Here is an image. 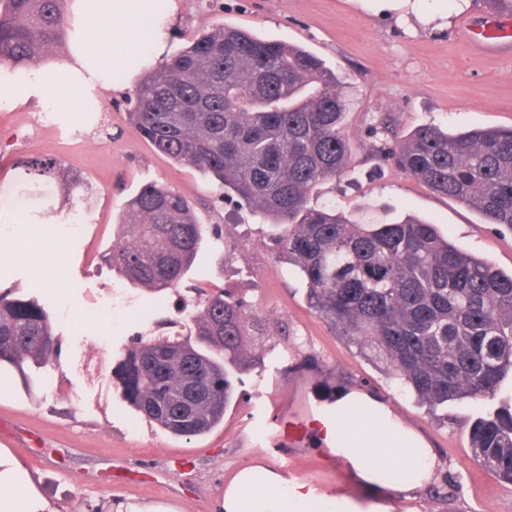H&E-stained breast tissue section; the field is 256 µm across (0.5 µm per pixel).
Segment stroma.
Segmentation results:
<instances>
[{"label": "stroma", "instance_id": "35a3bbf8", "mask_svg": "<svg viewBox=\"0 0 512 512\" xmlns=\"http://www.w3.org/2000/svg\"><path fill=\"white\" fill-rule=\"evenodd\" d=\"M496 17L484 0H395L385 10L377 0H181L167 50L228 26L310 51L341 81L352 142L347 174L318 185L311 204L360 224L418 215L510 273L511 230L434 193L382 152L394 133L424 124L451 133L512 127V57L474 53L462 26ZM101 98L98 122L73 121L64 138L32 123L44 109L39 99L0 103V242L17 238L14 215L33 232L49 216L58 224L86 218L42 266L0 262V294L38 300L55 343L29 378L0 370V422L16 433L0 437V448L25 465L58 512H111L113 501L128 499L217 512L225 482L257 459L317 492L362 497L356 479L323 458L309 428L345 385L386 400L438 454L434 482L410 498L393 493L391 512H512V485L477 463L460 424L478 404L431 411L391 382L382 363L310 306L296 268L271 251L277 227L234 199L217 200L195 170L157 153L128 124L127 94ZM37 157L56 159L55 173L34 171ZM148 182L180 193L206 229L222 230L221 242H207L188 276L163 291L131 284L109 260L128 232L121 214ZM221 291L243 297L264 324V335L245 344L257 362L220 425L200 437L171 435L124 402L115 369L137 340L189 336L205 298Z\"/></svg>", "mask_w": 512, "mask_h": 512}]
</instances>
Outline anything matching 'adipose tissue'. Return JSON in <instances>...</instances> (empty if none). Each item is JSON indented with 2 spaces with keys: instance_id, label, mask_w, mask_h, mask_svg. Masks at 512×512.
I'll list each match as a JSON object with an SVG mask.
<instances>
[{
  "instance_id": "obj_1",
  "label": "adipose tissue",
  "mask_w": 512,
  "mask_h": 512,
  "mask_svg": "<svg viewBox=\"0 0 512 512\" xmlns=\"http://www.w3.org/2000/svg\"><path fill=\"white\" fill-rule=\"evenodd\" d=\"M179 14V0H72L70 57L53 72L36 73L25 85L26 94L63 112L69 95L85 87L125 91L143 67L164 59L166 32ZM311 428L316 446L359 478L365 497L319 494L256 461L225 484L220 512H390L374 494L384 469L403 471L396 490L406 494L435 476L437 455L421 434L394 415L384 399L360 388L337 389ZM0 512H53L5 448H0Z\"/></svg>"
}]
</instances>
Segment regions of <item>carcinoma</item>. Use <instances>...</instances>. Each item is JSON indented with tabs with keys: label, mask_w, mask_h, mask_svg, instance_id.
I'll list each match as a JSON object with an SVG mask.
<instances>
[{
	"label": "carcinoma",
	"mask_w": 512,
	"mask_h": 512,
	"mask_svg": "<svg viewBox=\"0 0 512 512\" xmlns=\"http://www.w3.org/2000/svg\"><path fill=\"white\" fill-rule=\"evenodd\" d=\"M65 0H0L1 74L20 69L64 42ZM346 99L336 74L309 51L238 28L196 36L137 87L129 123L172 161L212 180L263 219L281 226L277 257L296 266L310 305L343 336L375 352L392 379L419 402L486 404L465 417L477 462L512 484V274L444 239L409 216L357 224L333 206L314 207L321 183L346 173L351 141ZM434 192L477 210L487 224L512 229V128L452 136L417 127L385 152ZM130 233L112 267L154 290L176 287L205 242L188 201L156 184L128 201ZM247 305L218 294L203 302L192 337L154 340L128 351L115 374L123 400L149 423L178 436H202L224 420L235 379L253 361ZM44 308L0 295V366L25 375L52 348ZM215 397L182 421L164 408L193 369Z\"/></svg>",
	"instance_id": "cac0c4a2"
}]
</instances>
